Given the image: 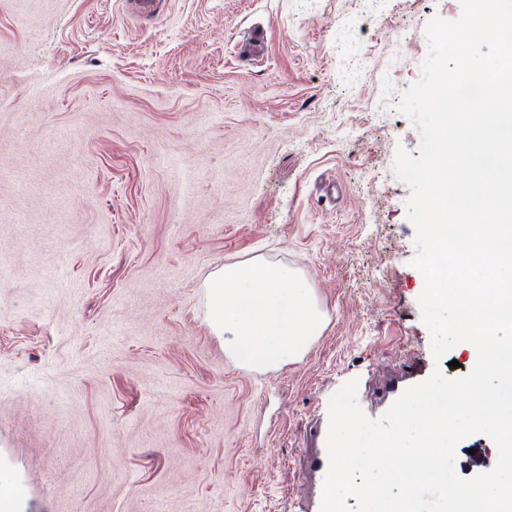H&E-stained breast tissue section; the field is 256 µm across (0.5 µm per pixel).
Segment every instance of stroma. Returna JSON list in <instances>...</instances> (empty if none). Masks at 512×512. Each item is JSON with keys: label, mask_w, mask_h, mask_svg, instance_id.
<instances>
[{"label": "stroma", "mask_w": 512, "mask_h": 512, "mask_svg": "<svg viewBox=\"0 0 512 512\" xmlns=\"http://www.w3.org/2000/svg\"><path fill=\"white\" fill-rule=\"evenodd\" d=\"M156 3L0 0V455L28 512H289L343 384L435 367L396 106L461 0ZM251 258L327 315L266 372L206 321Z\"/></svg>", "instance_id": "obj_1"}]
</instances>
